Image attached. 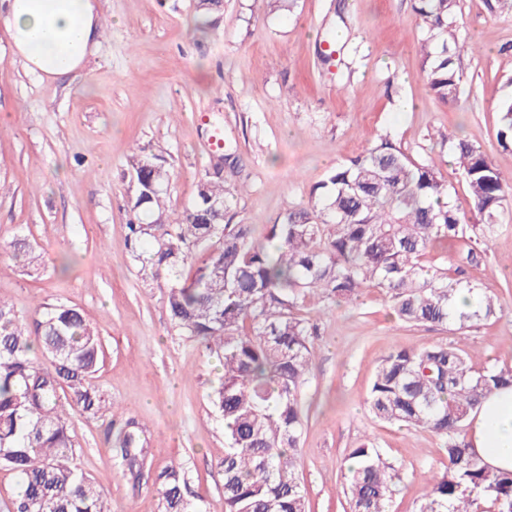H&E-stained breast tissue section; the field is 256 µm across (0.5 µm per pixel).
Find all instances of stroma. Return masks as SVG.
I'll list each match as a JSON object with an SVG mask.
<instances>
[{
	"label": "stroma",
	"instance_id": "stroma-1",
	"mask_svg": "<svg viewBox=\"0 0 512 512\" xmlns=\"http://www.w3.org/2000/svg\"><path fill=\"white\" fill-rule=\"evenodd\" d=\"M197 3L98 0V46L84 69L55 81L26 70L0 26V243L25 234L48 262L32 278L0 253V298L23 316L65 302L98 328L96 380L112 407L94 420L70 407L64 415L81 468L112 512H158L154 477L174 461L204 512H224V422L209 400L221 357L173 328L163 289L144 282L132 256L135 149L164 159L166 205L179 213L223 155L211 140L221 128L246 184L235 221L259 240L331 168L386 133L439 168L462 211L470 196L449 140L480 147L512 185V146L498 139V106L512 100L511 14L459 0L455 35L480 52L461 57L465 91L445 104L426 82L423 22L410 0H298L291 12L224 0L206 17ZM501 222L481 264L463 273L495 293V319L462 331L408 324L373 287L349 303L310 295L300 304L319 329L302 395L299 478L310 512H345L348 453L366 437L399 473L389 512H416L446 454L430 431L371 415L373 371L392 349L422 343L452 344L481 366L512 365V208ZM130 419L149 436L139 478L117 468L106 441V427Z\"/></svg>",
	"mask_w": 512,
	"mask_h": 512
}]
</instances>
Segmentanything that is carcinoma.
I'll list each match as a JSON object with an SVG mask.
<instances>
[{
	"label": "carcinoma",
	"mask_w": 512,
	"mask_h": 512,
	"mask_svg": "<svg viewBox=\"0 0 512 512\" xmlns=\"http://www.w3.org/2000/svg\"><path fill=\"white\" fill-rule=\"evenodd\" d=\"M457 0H414L425 24L424 72L434 95L455 101L465 81L457 61L467 50L454 35ZM499 140L512 142V100L499 107ZM475 217L449 198L435 165L418 163L386 134L333 168L312 187L307 205L269 228L265 240L250 224L233 223L241 187L237 161L224 155V175L206 174L179 214L164 206L169 173L156 156L133 157L135 195L127 241L144 279L165 289L174 328L223 352L224 377L210 401L224 420V512H309L301 465L302 393L316 327L295 313L314 292L352 302L372 286L390 310L414 324L470 328L500 308L483 288L425 263L437 245L485 243L499 232L512 186L483 151L452 145ZM150 243L148 255L141 247ZM14 264L38 277L45 260L28 238L7 247ZM474 248L453 266L478 265ZM465 289L475 303L453 309ZM103 354L99 332L81 310L41 304L25 320L0 299V469L18 474L21 488L5 512H112L79 467L74 436L61 407L88 418L106 410L95 380ZM512 386V366L476 367L448 344L391 350L374 368L366 400L380 421L422 428L444 446L447 465L433 474L418 512H512V471L492 468L468 439L470 413L493 390ZM148 438L134 420L119 436L120 466H146ZM345 474L348 512H388L395 467L369 439L350 450ZM159 512H199L187 495L184 470L157 474Z\"/></svg>",
	"instance_id": "cac0c4a2"
}]
</instances>
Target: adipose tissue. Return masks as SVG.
Segmentation results:
<instances>
[{
  "label": "adipose tissue",
  "mask_w": 512,
  "mask_h": 512,
  "mask_svg": "<svg viewBox=\"0 0 512 512\" xmlns=\"http://www.w3.org/2000/svg\"><path fill=\"white\" fill-rule=\"evenodd\" d=\"M16 55L33 73L57 80L85 67L99 43L95 0H0ZM469 440L494 468L512 470V388L494 391L471 416Z\"/></svg>",
  "instance_id": "adipose-tissue-1"
}]
</instances>
